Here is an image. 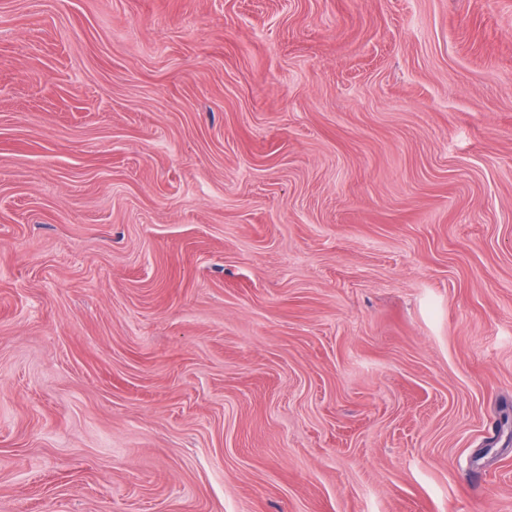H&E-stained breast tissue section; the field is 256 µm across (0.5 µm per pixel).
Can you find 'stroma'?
I'll return each mask as SVG.
<instances>
[{"label": "stroma", "instance_id": "stroma-1", "mask_svg": "<svg viewBox=\"0 0 512 512\" xmlns=\"http://www.w3.org/2000/svg\"><path fill=\"white\" fill-rule=\"evenodd\" d=\"M512 0H0V512H512Z\"/></svg>", "mask_w": 512, "mask_h": 512}]
</instances>
